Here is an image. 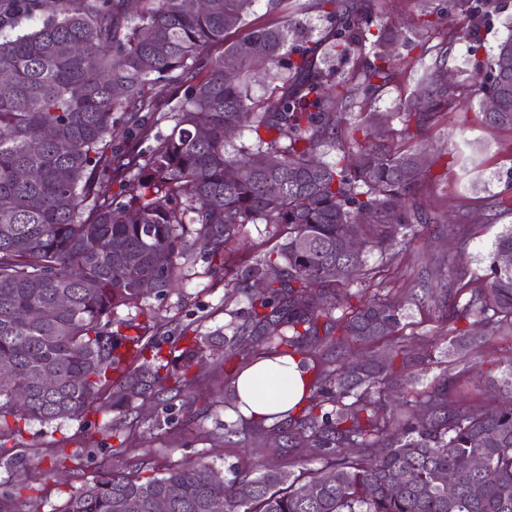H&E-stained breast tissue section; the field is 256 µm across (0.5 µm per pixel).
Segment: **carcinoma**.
<instances>
[{
  "mask_svg": "<svg viewBox=\"0 0 512 512\" xmlns=\"http://www.w3.org/2000/svg\"><path fill=\"white\" fill-rule=\"evenodd\" d=\"M141 2L132 16L128 0H0V28L21 13L47 14L33 30L0 35V88L8 87L0 91V460L21 466L7 443L22 436L23 421L112 413L118 445L90 435L84 452L114 464L73 491L63 512H125L129 499L152 512L158 497L169 512H512V358L487 378L504 401L474 405L444 376L397 412L382 393L396 381V362L419 361L394 340L404 306L350 290L369 275L365 253L385 254L429 221L417 187L440 161L374 142L372 112L352 123L353 149L336 147V112L357 96L370 101L397 67L371 32L374 0H320L330 41L293 50L288 20L225 42L255 0H207L202 10L185 0ZM216 45L224 52L213 58ZM325 45L362 56L346 94L323 67ZM226 56L236 59L232 72ZM475 66L499 101L486 122L512 130V35ZM259 71L270 86L264 99L249 93ZM421 83L424 94L396 113L407 139L448 111L434 68ZM163 122L170 133L154 131ZM120 126L127 133L118 141ZM227 127L248 129L254 143L228 148ZM336 149V162L320 160ZM22 170L32 178H19ZM258 222L274 226L279 241L238 266L234 285L247 307L225 325L230 335L187 325L167 357L147 338L158 327L152 309L141 321L116 317L121 306L162 297L196 254L224 269L228 254L246 249L240 228ZM348 235L360 243L353 256ZM507 253L512 225L496 236L485 283L470 287L454 262L442 273L448 353L512 339V269L500 266ZM60 297L69 309L20 318ZM385 338L386 357L346 364L354 343ZM257 347L313 360L306 406L277 430L286 453L312 447L320 468L232 465L216 481L208 460L162 471L144 460L133 472L118 466L138 451L129 415L141 404L167 412L164 396L193 393L205 358L244 361ZM472 458L492 477L462 467ZM450 472L452 494L442 485ZM19 498L17 485L1 488L0 512H21Z\"/></svg>",
  "mask_w": 512,
  "mask_h": 512,
  "instance_id": "cac0c4a2",
  "label": "carcinoma"
}]
</instances>
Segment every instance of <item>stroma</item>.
Segmentation results:
<instances>
[{
	"label": "stroma",
	"instance_id": "obj_1",
	"mask_svg": "<svg viewBox=\"0 0 512 512\" xmlns=\"http://www.w3.org/2000/svg\"><path fill=\"white\" fill-rule=\"evenodd\" d=\"M424 0H379V22L390 35L389 50L401 59L397 74L377 93L371 102L355 100L349 113L339 115L337 137L347 142V130L359 113L368 111L386 116L382 126V143L394 150L410 148L411 143L400 133L396 117L404 103L419 89L417 72L421 63L444 57L443 73L454 81L452 102L438 121L426 128L419 138L442 161L424 177L417 197L431 221L414 228L415 237L399 246L394 257L369 254L370 274L361 287L366 296L381 295L406 298L419 288L423 279H437L448 261L467 269L472 277L484 275L487 255L503 225L512 224V212L500 207L502 196H512V130L488 126L484 119V95L480 79L466 75L462 62L470 55L466 42H446L444 31H420V14ZM291 18L299 22L313 38L323 37L327 20L316 0H255L246 25L229 32L228 42L244 40L251 28L270 25ZM512 20V0H498V9L486 15L479 27L481 59H488L500 40L511 34L507 23ZM463 237L465 250H457L453 239ZM149 307L159 318L158 334L167 337L181 325L190 323L201 333L223 330L232 312L243 310L246 298L213 277L204 262L190 261L182 280L161 300H149ZM401 336L414 352L424 354V363L405 368L400 385L414 378L431 383L434 377L455 378L457 388L474 403H487L488 392L482 381L486 370L484 358L512 356V343L495 339L487 347L485 357L472 358L468 367L450 361L448 344L438 309L407 306ZM199 374V388L207 394V403H196L191 412L174 406L172 424L158 426L159 409L144 405L138 414L145 445L151 448L158 464L180 466L206 456L217 464H233L248 469L258 463L281 467L317 468L320 458L305 452L294 459L279 450L276 431L241 434L232 442L224 440V426L239 422L234 401L227 391L235 372L219 360L207 359ZM83 437V423L64 419L50 424L30 422L19 439L16 451L25 460L23 477L27 483L22 492L23 512H63L70 492L89 482L98 472L112 465L104 457L90 462L77 456ZM66 440L67 452L73 460L57 476H50L54 450L59 440Z\"/></svg>",
	"mask_w": 512,
	"mask_h": 512
}]
</instances>
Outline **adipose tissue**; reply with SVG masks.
Returning <instances> with one entry per match:
<instances>
[{
  "label": "adipose tissue",
  "mask_w": 512,
  "mask_h": 512,
  "mask_svg": "<svg viewBox=\"0 0 512 512\" xmlns=\"http://www.w3.org/2000/svg\"><path fill=\"white\" fill-rule=\"evenodd\" d=\"M307 369L299 356H257L234 386L245 416L281 420L299 408L308 393Z\"/></svg>",
  "instance_id": "obj_1"
}]
</instances>
